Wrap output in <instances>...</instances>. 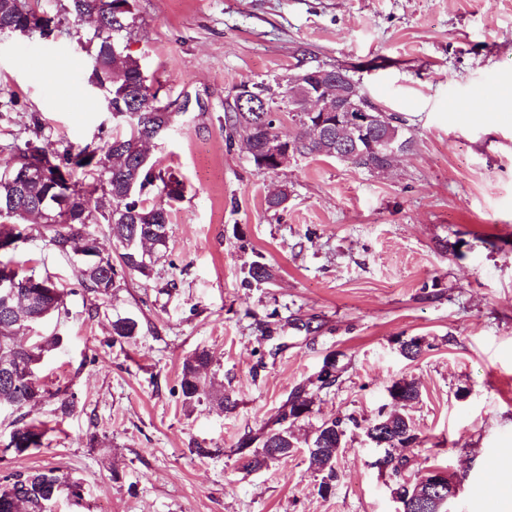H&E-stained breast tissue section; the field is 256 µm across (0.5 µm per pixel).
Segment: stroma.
Returning a JSON list of instances; mask_svg holds the SVG:
<instances>
[{
    "label": "stroma",
    "mask_w": 512,
    "mask_h": 512,
    "mask_svg": "<svg viewBox=\"0 0 512 512\" xmlns=\"http://www.w3.org/2000/svg\"><path fill=\"white\" fill-rule=\"evenodd\" d=\"M127 41L174 121L151 148L184 197L151 278L127 277L112 299L89 293L40 236L16 257L55 276L65 309L40 333L61 346L38 368L50 392L29 417L43 445L1 454L0 482L54 468L81 503L51 512H399L398 479L374 467L364 427L392 410L387 388L415 380L407 408L421 447L408 475L459 479L450 512H501L492 483L512 484V0H134ZM343 69L413 148L385 172L325 156L256 167L224 115L244 82ZM75 38H0V164L31 135L85 144L126 127L104 112ZM284 192L279 209L267 198ZM263 260L273 277L245 286ZM140 332L113 340L116 317ZM424 338L417 360L401 341ZM207 349L206 378L236 399L184 407V358ZM338 379L317 389L325 360ZM310 386L288 458L249 471L239 439L271 427L291 392ZM76 397L72 414L57 391ZM347 422L336 478L321 494L305 442L325 419ZM216 454L201 457L197 448Z\"/></svg>",
    "instance_id": "stroma-1"
}]
</instances>
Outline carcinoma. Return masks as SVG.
I'll return each mask as SVG.
<instances>
[{
    "mask_svg": "<svg viewBox=\"0 0 512 512\" xmlns=\"http://www.w3.org/2000/svg\"><path fill=\"white\" fill-rule=\"evenodd\" d=\"M108 0H68L70 11L57 15V32H71L82 19V15L92 11L102 12ZM32 9L30 0H0V22H8L15 27L24 26L26 12ZM117 20L108 22V29L92 30L79 37L82 45L93 44L95 54L100 60V68L90 71L89 79L100 83L107 82L111 92L112 107L127 108L128 101L123 93L137 90L140 84V70L137 60L120 46V39L130 34V29L114 27ZM254 95L263 98L266 107L263 124H258L260 115L255 112H231L225 115V124L229 127L228 137L239 130L246 133L252 141L254 152L252 158L260 169H270L272 165L263 153L264 140L276 136V117L272 97L256 91ZM173 113L151 112L144 110L128 118L138 126V134L151 137L162 126H171ZM297 132L292 140L299 143L298 154H319L327 157L336 156V131L322 132L316 138L307 136L302 119H297ZM391 134L396 142L409 148L412 139L405 134L404 120L390 116V120L376 130L375 136ZM132 134L103 135L99 141L85 145L70 142L52 144L40 136L26 139L20 143L7 146L9 160L0 166V198L7 190L5 171L11 163L36 151L49 154L55 163V171L43 180L32 183L27 196L40 202L50 203L57 195L60 183L70 179L81 184L83 195L75 207L86 212L88 222L73 224H29L26 219H0V274H12L19 288L17 292L25 297V305L16 309L6 306L0 298V409L10 408L21 411L43 401L48 391L37 378V369L44 357L60 346L58 336H38L34 340L23 341L22 336L64 307V289L60 288L50 276L40 275L35 271L23 270L14 261L16 245L35 232L48 240L58 251L74 260L81 255L95 251L103 252L105 248L97 232L90 230L92 224H105L113 243L120 246L119 264H112V255H107L106 267L89 270L87 266H78L79 281L87 290L102 297L109 298L112 292L124 283L126 275L137 274L149 278L155 262L163 256L168 248L170 207L144 204L140 192L146 187H157L163 191L168 186H175L174 200L183 196V183L172 171L154 169V166L141 165L139 158L130 153ZM116 153L126 155L125 160L112 165L107 171L110 179V200H105L106 191L95 184L94 179L77 177L87 174L86 168L103 169L105 162ZM270 279L266 263L254 260L244 271L243 282L264 283ZM138 333L137 321L118 317L112 321V335L117 338H130ZM211 363L207 350H196L187 356L182 364L180 390L183 403L191 407L208 398L217 403L221 409H232L236 400L222 392L216 393L202 380V372ZM388 394L399 411L379 414L365 427L366 436L383 448H415L421 438L414 425L402 410L417 401L420 389L416 381L400 379L387 388ZM311 400L305 387L296 388L288 397L277 417L273 428L262 440L261 449L248 455L245 468L262 469L273 460L288 457L296 448L297 438L293 432L294 424L310 413ZM43 431L33 423L16 421L10 433L9 442L4 451L22 454L31 448L42 445ZM346 436L344 419L333 417L326 419L318 427L315 436L308 445L309 467L323 473L321 491L330 490V481L335 477L334 463L338 448L343 446ZM417 483L404 482L398 486L401 512H422L414 505L413 493ZM78 503L82 500V486L71 480L66 474L57 470L38 471L27 475H12L0 486V512H48L62 493Z\"/></svg>",
    "mask_w": 512,
    "mask_h": 512,
    "instance_id": "1",
    "label": "carcinoma"
}]
</instances>
